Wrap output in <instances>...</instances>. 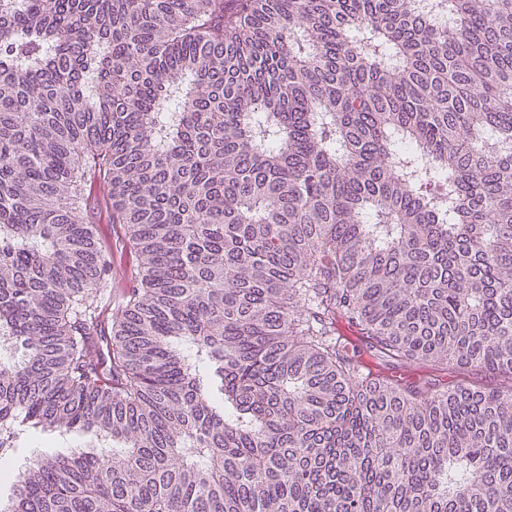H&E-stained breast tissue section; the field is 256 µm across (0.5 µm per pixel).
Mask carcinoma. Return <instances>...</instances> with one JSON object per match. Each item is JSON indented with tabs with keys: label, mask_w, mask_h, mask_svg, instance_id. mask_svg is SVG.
<instances>
[{
	"label": "carcinoma",
	"mask_w": 512,
	"mask_h": 512,
	"mask_svg": "<svg viewBox=\"0 0 512 512\" xmlns=\"http://www.w3.org/2000/svg\"><path fill=\"white\" fill-rule=\"evenodd\" d=\"M347 329L512 381V0H0V460L112 441L0 512H512V384ZM87 224H91L101 238L102 245L112 254V296L131 292L139 288V261L124 239L123 226L108 224V213L102 197L91 199L88 213L82 215ZM413 376L424 375L426 377H431V379H436V383L445 384L449 387L454 386L460 379L467 377L469 382H475L477 384H495L498 383L493 379L489 374L475 371L471 369H463V368H455L450 369L448 371H435L429 372V370L425 368H419L417 371L412 372ZM474 383V384H475ZM90 437L82 433L60 434L58 432H31L23 431L17 440V447L13 449L9 462L12 465H26L30 459L46 453L67 454L74 448H83Z\"/></svg>",
	"instance_id": "cac0c4a2"
}]
</instances>
